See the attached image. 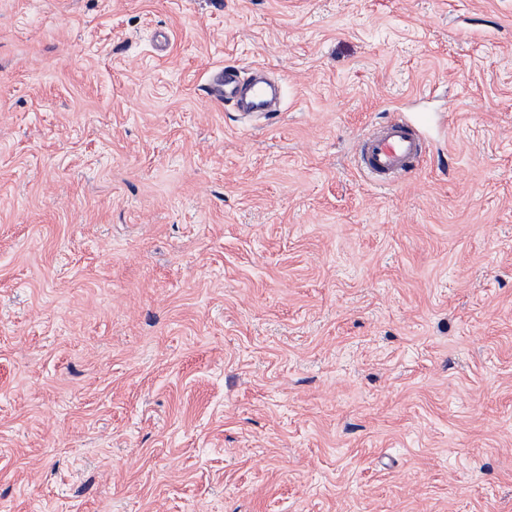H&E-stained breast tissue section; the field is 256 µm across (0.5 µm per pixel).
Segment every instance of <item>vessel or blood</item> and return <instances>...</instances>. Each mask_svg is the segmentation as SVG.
Here are the masks:
<instances>
[{
	"label": "vessel or blood",
	"mask_w": 512,
	"mask_h": 512,
	"mask_svg": "<svg viewBox=\"0 0 512 512\" xmlns=\"http://www.w3.org/2000/svg\"><path fill=\"white\" fill-rule=\"evenodd\" d=\"M206 98L240 112L271 113L277 109L279 89L265 79L244 77L241 68L223 66L212 71ZM424 155L418 126L397 120L380 125L361 138L357 162L378 187L390 188L410 176Z\"/></svg>",
	"instance_id": "1"
}]
</instances>
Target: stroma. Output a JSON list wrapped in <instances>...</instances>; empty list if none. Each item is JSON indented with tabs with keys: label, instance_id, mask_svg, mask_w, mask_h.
<instances>
[{
	"label": "stroma",
	"instance_id": "stroma-1",
	"mask_svg": "<svg viewBox=\"0 0 512 512\" xmlns=\"http://www.w3.org/2000/svg\"><path fill=\"white\" fill-rule=\"evenodd\" d=\"M0 512H512V0H0ZM243 71L235 66L212 71L205 94L207 100L220 107L233 106L239 112H276L278 87L262 78H243ZM424 155L418 126L397 120L361 138L357 162L379 188H391L410 176Z\"/></svg>",
	"mask_w": 512,
	"mask_h": 512
}]
</instances>
